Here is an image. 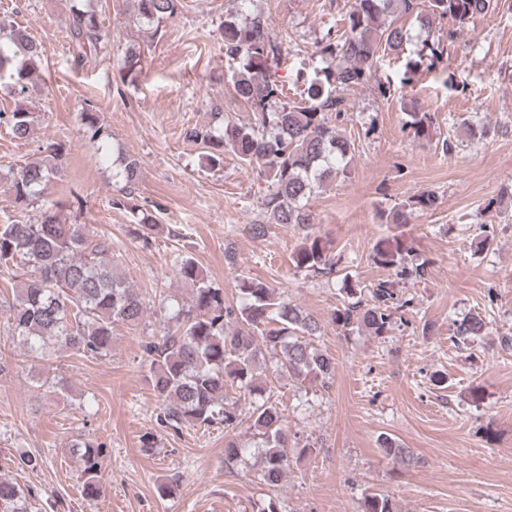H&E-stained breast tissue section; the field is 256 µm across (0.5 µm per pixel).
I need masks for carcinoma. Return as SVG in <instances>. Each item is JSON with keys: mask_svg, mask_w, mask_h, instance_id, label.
Listing matches in <instances>:
<instances>
[{"mask_svg": "<svg viewBox=\"0 0 512 512\" xmlns=\"http://www.w3.org/2000/svg\"><path fill=\"white\" fill-rule=\"evenodd\" d=\"M138 20L160 25L179 9V0H135ZM502 0H353L345 15L344 31L319 46L327 66L310 81L304 102L272 109L284 96L277 82L261 75L269 61L279 55L263 21L224 17V55L236 65L232 83L235 94L252 110L248 125L222 122V128L185 131L189 142L203 143L211 150V162L223 161L224 151L240 160L257 164L266 178L267 193L261 207L278 224H294L306 230L302 243L292 254L299 270L314 274L336 273L344 256L329 253L323 239L307 231L312 224L309 203L324 181L343 180L352 174L355 142L341 136L336 125L347 119L348 107L340 91L369 82L383 56L406 54L410 42L405 21L411 19L422 30L435 20L451 22L453 34L477 17L501 9ZM72 57L79 66L96 61L105 44L99 16L78 6L72 9L69 28ZM11 49L0 46V86L25 92L42 59L40 45L25 29L9 35ZM444 45L425 38L416 57L405 63L409 74L420 66L431 70L442 62ZM409 125L416 135L429 128L430 114L412 107ZM85 136L104 150L110 134L89 104L80 113ZM35 122L25 108L0 111V125L13 138L25 141ZM64 146L51 149L49 157L30 162L12 173L10 192L20 213L29 211L41 197L44 186L55 177V159ZM140 176V161L127 156L116 177L124 181L121 192L111 199L112 208L128 212L138 225L143 246L152 244L149 232L155 225L129 202ZM434 193L410 196L402 208L386 219L400 224L404 210H429L436 205ZM373 262L393 271L395 277L419 282L428 275V263L419 260L400 244L381 241L374 246ZM178 275L191 287L186 301L166 306L164 328L158 336L142 342L147 381L159 402L157 423L179 430L185 426L208 429L215 424L236 429L248 422L259 439L261 481L276 488L288 470V450L299 457L313 446L289 440L284 414L267 383L259 380L256 362L262 350L275 353L273 373L285 374L301 384L325 387L336 372V359L314 345L322 324L265 282L243 277L239 290L241 306L224 300V289L208 280L190 258L177 261ZM0 273L8 276L12 300L7 305L13 335L26 346L28 355L39 357L59 345L90 357H105L112 350V331L117 323L138 326L143 319L141 294L132 288L122 267L112 259L107 239H95L78 224H69L50 205L33 218L9 219L0 224ZM346 297L331 314L339 331H365L384 337L392 330L393 314L411 311L412 299L397 297L394 285L382 280L362 297L359 285L344 279ZM453 338L465 344L489 334L488 323L472 315L454 323ZM250 398V412L242 418L238 401L229 392ZM381 449L394 464L410 466L414 456L390 437L381 439ZM82 490L87 498L100 492L101 446H79ZM31 490L0 478V512H29ZM362 512H395L392 498L383 493L364 495Z\"/></svg>", "mask_w": 512, "mask_h": 512, "instance_id": "obj_1", "label": "carcinoma"}]
</instances>
